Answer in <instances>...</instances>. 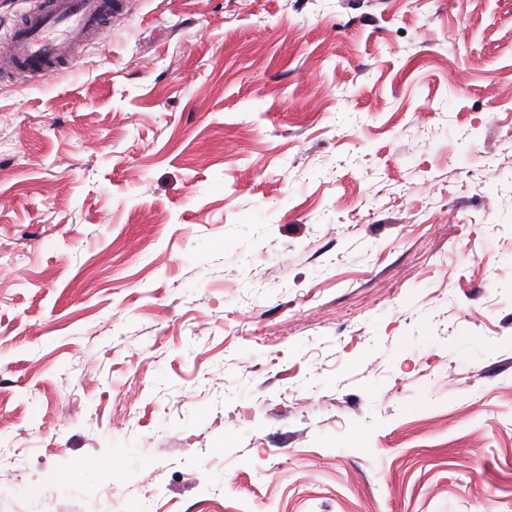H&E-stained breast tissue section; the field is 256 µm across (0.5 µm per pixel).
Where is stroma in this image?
<instances>
[{
  "label": "stroma",
  "instance_id": "1",
  "mask_svg": "<svg viewBox=\"0 0 512 512\" xmlns=\"http://www.w3.org/2000/svg\"><path fill=\"white\" fill-rule=\"evenodd\" d=\"M0 512H512V0H130L0 76Z\"/></svg>",
  "mask_w": 512,
  "mask_h": 512
}]
</instances>
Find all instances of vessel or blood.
<instances>
[{
  "label": "vessel or blood",
  "instance_id": "1",
  "mask_svg": "<svg viewBox=\"0 0 512 512\" xmlns=\"http://www.w3.org/2000/svg\"><path fill=\"white\" fill-rule=\"evenodd\" d=\"M125 0H34L6 37L16 66L29 78L57 72L87 40H101Z\"/></svg>",
  "mask_w": 512,
  "mask_h": 512
}]
</instances>
